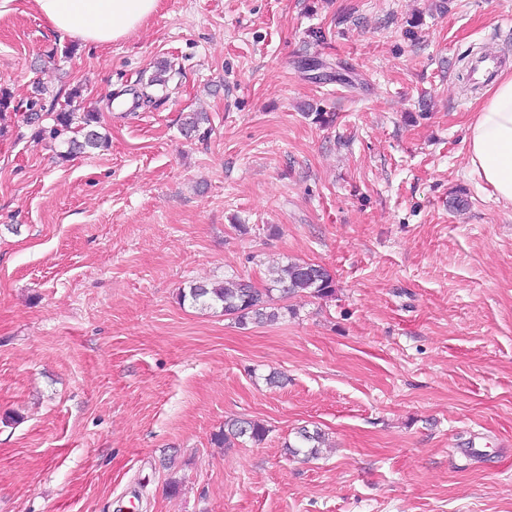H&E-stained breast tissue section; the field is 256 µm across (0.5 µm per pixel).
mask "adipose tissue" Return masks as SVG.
<instances>
[{
    "label": "adipose tissue",
    "instance_id": "ef3b65f1",
    "mask_svg": "<svg viewBox=\"0 0 512 512\" xmlns=\"http://www.w3.org/2000/svg\"><path fill=\"white\" fill-rule=\"evenodd\" d=\"M59 34L86 44L127 36L153 16L160 0H34ZM471 176L489 186L496 202L512 206V75L489 89L465 137Z\"/></svg>",
    "mask_w": 512,
    "mask_h": 512
}]
</instances>
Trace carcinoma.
Returning <instances> with one entry per match:
<instances>
[{"mask_svg":"<svg viewBox=\"0 0 512 512\" xmlns=\"http://www.w3.org/2000/svg\"><path fill=\"white\" fill-rule=\"evenodd\" d=\"M74 113L63 108L54 113L53 135L63 136L72 131ZM97 116L89 112L84 116L83 126L77 135L66 139L67 152L83 153L88 149H98L105 143V137L94 128ZM279 293V300L285 301L297 293H307L313 297L328 298L336 292V281L323 266L306 261L288 260L270 264L266 269V282L262 288L240 278H226L222 283H195L182 290L181 301H189L194 306L219 309L240 325L249 322L264 324L274 322L282 315L281 307L275 303L273 293ZM269 429L262 423L236 419L224 423V429L214 435V441L229 444L231 440L248 438L260 443L265 440ZM325 443L324 434L315 430L302 429L298 432L295 444L287 445L290 453L315 456Z\"/></svg>","mask_w":512,"mask_h":512,"instance_id":"obj_1","label":"carcinoma"}]
</instances>
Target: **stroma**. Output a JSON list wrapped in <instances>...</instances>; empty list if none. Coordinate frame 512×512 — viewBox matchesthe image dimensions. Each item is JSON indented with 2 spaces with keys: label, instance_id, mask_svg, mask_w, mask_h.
<instances>
[{
  "label": "stroma",
  "instance_id": "35a3bbf8",
  "mask_svg": "<svg viewBox=\"0 0 512 512\" xmlns=\"http://www.w3.org/2000/svg\"><path fill=\"white\" fill-rule=\"evenodd\" d=\"M484 54L512 73V0H162L97 47L0 0V512H512V209L464 143ZM67 104L107 147L65 157ZM278 258L335 295L246 326L179 298ZM230 418L269 434L218 446ZM295 444L286 446L289 452L293 455L303 454L306 457H314L319 448H322L325 443L324 434L321 431L314 430L312 433L306 429L300 430Z\"/></svg>",
  "mask_w": 512,
  "mask_h": 512
}]
</instances>
